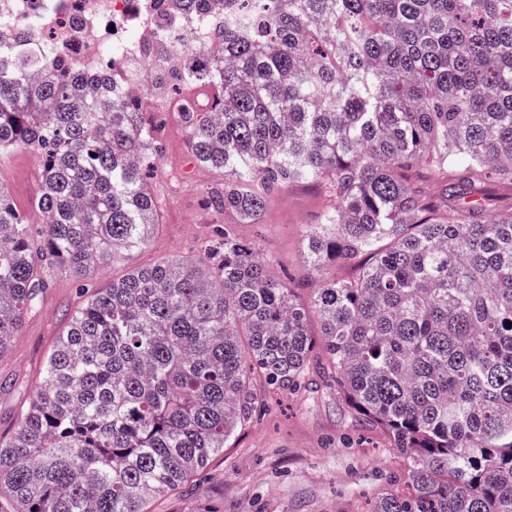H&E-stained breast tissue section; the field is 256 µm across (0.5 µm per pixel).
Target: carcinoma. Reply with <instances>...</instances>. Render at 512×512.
<instances>
[{
    "label": "carcinoma",
    "mask_w": 512,
    "mask_h": 512,
    "mask_svg": "<svg viewBox=\"0 0 512 512\" xmlns=\"http://www.w3.org/2000/svg\"><path fill=\"white\" fill-rule=\"evenodd\" d=\"M176 74L206 204L258 224L286 182L332 203L309 225V305L256 242L92 293L0 436V512H147L205 472L269 389L336 388L405 462L370 512H512V0H227ZM30 80L0 51V155L43 162L33 227L0 183V353L49 287L146 246L142 101L83 94L58 56ZM360 263L351 278L330 263ZM316 320L320 331L310 329Z\"/></svg>",
    "instance_id": "carcinoma-1"
}]
</instances>
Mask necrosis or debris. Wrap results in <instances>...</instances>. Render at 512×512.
<instances>
[{"label": "necrosis or debris", "instance_id": "4bbe7bcc", "mask_svg": "<svg viewBox=\"0 0 512 512\" xmlns=\"http://www.w3.org/2000/svg\"><path fill=\"white\" fill-rule=\"evenodd\" d=\"M172 0H0V26L16 55L46 58L63 50L89 80L119 76L126 91L144 97L143 75L167 49L179 64L184 46L209 41L190 15L174 14Z\"/></svg>", "mask_w": 512, "mask_h": 512}]
</instances>
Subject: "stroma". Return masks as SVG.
<instances>
[{
    "label": "stroma",
    "mask_w": 512,
    "mask_h": 512,
    "mask_svg": "<svg viewBox=\"0 0 512 512\" xmlns=\"http://www.w3.org/2000/svg\"><path fill=\"white\" fill-rule=\"evenodd\" d=\"M160 119L162 154L147 182L158 205L159 223L146 247L86 281L68 270L50 273L40 307L25 317L22 333L0 358V435L15 433L24 400L42 379L46 355L69 316L87 294L107 287L135 268L168 258L202 256L217 229L258 242L275 271L307 301L314 285L307 271L305 230L319 223L328 203L312 183H286L272 195L257 224L207 208V193L224 183L223 172L194 161L187 127L164 94L153 101ZM8 170L14 203L30 223L29 208L40 187L39 155L17 149L0 159ZM404 469L397 451L378 429L360 426L356 413L332 390L318 402L303 394L272 391L260 417L237 431L207 471L182 493L151 503V512H369L375 493Z\"/></svg>",
    "instance_id": "obj_1"
}]
</instances>
